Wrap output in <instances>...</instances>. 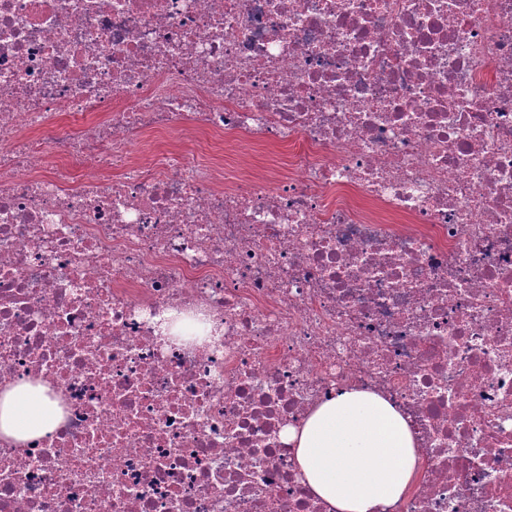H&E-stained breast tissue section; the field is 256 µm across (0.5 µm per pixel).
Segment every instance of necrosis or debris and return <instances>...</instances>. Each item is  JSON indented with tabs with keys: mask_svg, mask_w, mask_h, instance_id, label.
Wrapping results in <instances>:
<instances>
[{
	"mask_svg": "<svg viewBox=\"0 0 512 512\" xmlns=\"http://www.w3.org/2000/svg\"><path fill=\"white\" fill-rule=\"evenodd\" d=\"M87 122L63 130V117ZM294 144L285 173L132 153ZM0 512H329L282 440L408 419L388 512H512V0H0ZM60 411L42 385L20 383L0 391V437L17 443L41 438L60 422Z\"/></svg>",
	"mask_w": 512,
	"mask_h": 512,
	"instance_id": "4bbe7bcc",
	"label": "necrosis or debris"
}]
</instances>
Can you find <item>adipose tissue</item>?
<instances>
[{
	"instance_id": "adipose-tissue-1",
	"label": "adipose tissue",
	"mask_w": 512,
	"mask_h": 512,
	"mask_svg": "<svg viewBox=\"0 0 512 512\" xmlns=\"http://www.w3.org/2000/svg\"><path fill=\"white\" fill-rule=\"evenodd\" d=\"M61 414L44 386L20 383L0 391V437L41 438ZM283 439L294 452L301 482L331 512H388L409 488L421 463L406 417L367 390L336 392Z\"/></svg>"
}]
</instances>
